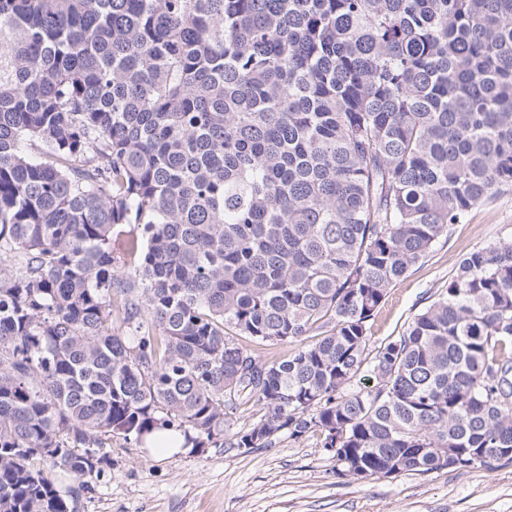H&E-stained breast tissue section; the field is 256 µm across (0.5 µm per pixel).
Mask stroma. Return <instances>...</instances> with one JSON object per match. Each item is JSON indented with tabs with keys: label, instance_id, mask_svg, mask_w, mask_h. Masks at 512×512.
Here are the masks:
<instances>
[{
	"label": "stroma",
	"instance_id": "obj_1",
	"mask_svg": "<svg viewBox=\"0 0 512 512\" xmlns=\"http://www.w3.org/2000/svg\"><path fill=\"white\" fill-rule=\"evenodd\" d=\"M495 243H512V193L473 209L393 285L370 323L371 347L402 332L463 254ZM106 449L112 476L78 512H512V463L353 481L337 478L314 434L248 454L222 445L163 457L119 441Z\"/></svg>",
	"mask_w": 512,
	"mask_h": 512
}]
</instances>
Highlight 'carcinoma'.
Listing matches in <instances>:
<instances>
[{"mask_svg":"<svg viewBox=\"0 0 512 512\" xmlns=\"http://www.w3.org/2000/svg\"><path fill=\"white\" fill-rule=\"evenodd\" d=\"M511 191L512 0H0V512H76L163 431L511 463V243L368 336ZM495 243H512V193L473 209L462 224L452 226L447 239L437 242L423 261L393 285L369 324L370 349L402 332L428 305L426 298L448 283L463 254Z\"/></svg>","mask_w":512,"mask_h":512,"instance_id":"1","label":"carcinoma"}]
</instances>
